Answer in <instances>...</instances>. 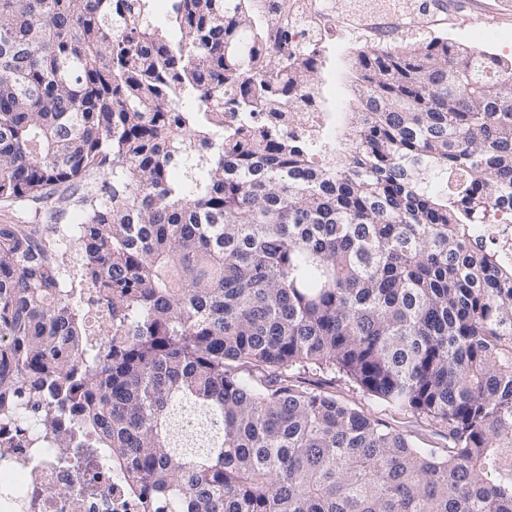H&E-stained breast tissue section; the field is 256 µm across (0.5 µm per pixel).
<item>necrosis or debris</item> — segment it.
Instances as JSON below:
<instances>
[{"instance_id":"obj_1","label":"necrosis or debris","mask_w":512,"mask_h":512,"mask_svg":"<svg viewBox=\"0 0 512 512\" xmlns=\"http://www.w3.org/2000/svg\"><path fill=\"white\" fill-rule=\"evenodd\" d=\"M286 21L292 26L291 48L312 45L322 61L331 60L326 33L335 17L326 0H275L264 16L269 63L280 55L276 31ZM253 120L291 140L326 146L336 139L335 113L322 111L316 99L305 96L287 111L259 112ZM0 484L9 489L0 495V512H144L142 498L92 448L73 449L64 462L54 449L30 448L22 441L0 447Z\"/></svg>"}]
</instances>
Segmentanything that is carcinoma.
<instances>
[{"label": "carcinoma", "instance_id": "cac0c4a2", "mask_svg": "<svg viewBox=\"0 0 512 512\" xmlns=\"http://www.w3.org/2000/svg\"><path fill=\"white\" fill-rule=\"evenodd\" d=\"M263 51L247 0H0V199L84 216L0 224L3 445L99 448L148 512H512V265L465 246L512 214V64L359 51L364 120L322 163L250 122L317 53L271 82ZM310 368L448 451L290 383ZM291 381L304 389L322 392L368 418L379 421L403 434L416 447L447 451L448 428L444 424L422 413L396 409L381 398L363 392L356 383L337 372H295Z\"/></svg>", "mask_w": 512, "mask_h": 512}]
</instances>
